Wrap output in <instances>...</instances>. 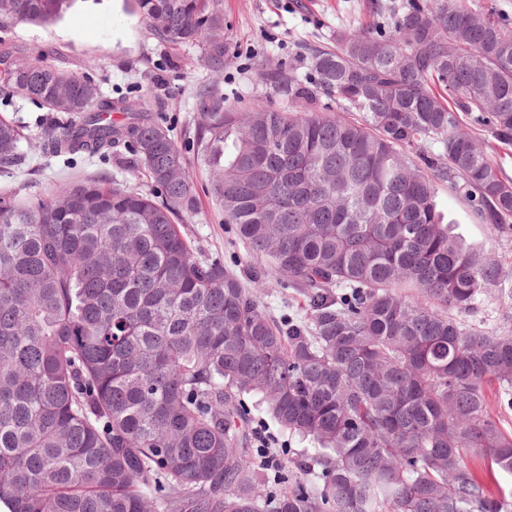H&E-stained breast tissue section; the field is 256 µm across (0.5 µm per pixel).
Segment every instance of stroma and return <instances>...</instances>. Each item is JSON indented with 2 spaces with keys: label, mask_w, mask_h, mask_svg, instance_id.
<instances>
[{
  "label": "stroma",
  "mask_w": 512,
  "mask_h": 512,
  "mask_svg": "<svg viewBox=\"0 0 512 512\" xmlns=\"http://www.w3.org/2000/svg\"><path fill=\"white\" fill-rule=\"evenodd\" d=\"M387 0H222L224 70L215 73L201 49L194 45L173 46L155 39L141 22L134 0H75L61 20L49 26L17 22L0 28V45L8 44L27 53L45 52L52 64L78 73L92 68L104 96L125 97L131 108L149 106L173 129L184 152L192 146L184 133L198 116L200 92L217 89L225 103L248 105L272 102L287 108V99L271 97L258 79L260 67H293L305 75L308 46L331 43L336 30L355 28L372 21L377 6ZM0 115L20 126L27 137L22 149L25 165L0 168V188L35 177L50 183L56 169L37 172L38 148L32 139L39 132L42 110L27 101L0 92ZM127 153L106 162L81 161L78 172L98 176L126 187H145L144 176L127 165ZM202 189V210L186 226L209 255L221 258L244 283L251 285L255 263L236 237L224 214L207 196L209 177L196 171ZM438 201L456 219L455 229L469 243L489 249L507 277L504 291H492L465 314L466 323L489 331L503 325L504 312H512V236L490 237L485 225L475 223L466 202L447 187H439ZM252 427L271 433L270 453L287 474L288 460L303 452V441L289 437L261 407L252 409Z\"/></svg>",
  "instance_id": "1"
}]
</instances>
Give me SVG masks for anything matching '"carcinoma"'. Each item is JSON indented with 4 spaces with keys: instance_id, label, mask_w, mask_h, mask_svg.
<instances>
[{
    "instance_id": "carcinoma-1",
    "label": "carcinoma",
    "mask_w": 512,
    "mask_h": 512,
    "mask_svg": "<svg viewBox=\"0 0 512 512\" xmlns=\"http://www.w3.org/2000/svg\"><path fill=\"white\" fill-rule=\"evenodd\" d=\"M70 2L0 0V28L51 24ZM135 3L155 38L196 43L224 69L220 0ZM387 19L337 30L305 79L261 71L286 111L200 94L191 161L170 126L102 95L90 73L0 51V87L46 110L45 161L72 169L122 146L151 184L0 189L10 512H512L491 483L512 474V429L485 392L496 385L512 408V328L457 318L504 274L437 201L446 183L490 235H512V179L463 130L512 147V26L493 0H405ZM324 95L359 118L325 114ZM22 139L0 117V167L25 161ZM192 162L304 317L271 316L260 277L244 287L188 236ZM244 395L313 445L272 496Z\"/></svg>"
}]
</instances>
